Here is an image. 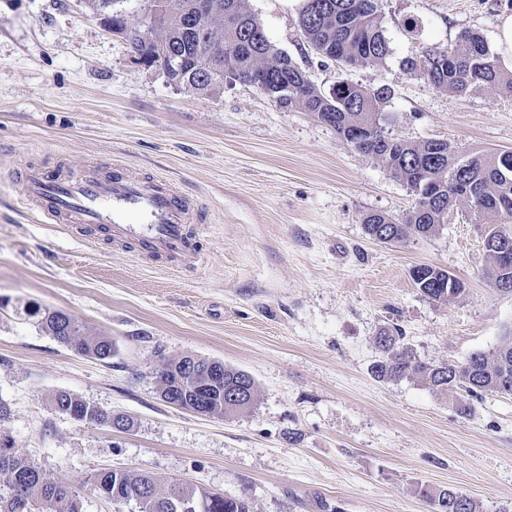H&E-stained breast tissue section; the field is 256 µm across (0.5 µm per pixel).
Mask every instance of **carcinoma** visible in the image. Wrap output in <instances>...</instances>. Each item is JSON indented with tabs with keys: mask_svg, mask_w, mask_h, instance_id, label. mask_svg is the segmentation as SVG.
<instances>
[{
	"mask_svg": "<svg viewBox=\"0 0 512 512\" xmlns=\"http://www.w3.org/2000/svg\"><path fill=\"white\" fill-rule=\"evenodd\" d=\"M185 10L200 3L216 4L224 12L223 70L260 80L266 95L279 107L310 112L330 126L346 142L367 155L375 152L389 172L401 179L415 196V204L401 218L396 241L410 235L427 237L446 223L448 212L463 201L475 224L484 225V235L512 237V151L478 155L448 145V155L434 149V141H409L386 130L382 112L386 100L383 89L367 90L348 79L329 90L319 88L309 75L285 52L267 39L260 21L246 7V0H178ZM298 23L305 42L317 55L346 69L384 60L389 53L382 29L379 0H303ZM171 45L185 50L181 82L193 87L201 83V73L193 62L196 45L184 40L180 26L171 24L165 32ZM410 72L432 86L464 93L480 84L497 83L512 93V78L502 75L497 59L482 36L465 31L453 44L425 52L424 60L408 62ZM288 87V98H279V87ZM391 216L368 213L363 218L366 234L374 239ZM485 276L491 285L501 279L512 281V260L485 251ZM414 284L428 298L443 300L465 291L463 283L448 271L430 265L417 267ZM39 317L42 328L61 344L103 363L112 359V339L95 336L75 318L59 310L29 311ZM403 333L394 327L376 337L378 359L374 376L380 381L404 378L417 380L445 393L457 388L471 395L501 393L503 381L512 386V342L489 352H475L465 363L428 364L402 343ZM207 364L209 360L182 355L156 370L161 397L182 406L195 407L209 417H224L229 407L242 412L252 407L256 385L247 372L219 364L216 384L205 392L196 390L184 375L187 362ZM54 410L73 414L92 426H115L129 430L132 421L122 413L88 403L79 396L60 391ZM134 507V512H250L248 502L204 488L179 483L160 491L148 472L100 471L92 476L85 493ZM419 494L433 512H478L470 497L452 489L419 488ZM0 512H82V496L61 478L46 477L42 468L13 451L7 436L0 434Z\"/></svg>",
	"mask_w": 512,
	"mask_h": 512,
	"instance_id": "obj_1",
	"label": "carcinoma"
}]
</instances>
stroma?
<instances>
[{
	"label": "stroma",
	"mask_w": 512,
	"mask_h": 512,
	"mask_svg": "<svg viewBox=\"0 0 512 512\" xmlns=\"http://www.w3.org/2000/svg\"><path fill=\"white\" fill-rule=\"evenodd\" d=\"M247 5L318 87L387 88L395 137L512 150V93L441 90L406 66L466 30L493 43L512 0H381L390 52L350 70L306 45L301 0ZM57 154L77 170L122 163L166 178L207 216L199 261L170 270L25 209L18 169ZM413 203L381 162L257 86L204 95L140 64L85 0H0V433L82 492L83 512H130L85 494L105 469L150 472L162 491L180 482L242 497L250 512H431L423 485L512 512V396L443 395L372 373L375 338L393 326L436 364L512 334V295L484 278L483 229L467 205L428 237L366 234L365 214L399 218ZM419 265L464 292L429 299L411 278ZM36 306L111 338V362L58 343L28 315ZM182 354L248 372L251 411L216 418L165 402L155 368ZM61 390L128 415L132 430L56 413Z\"/></svg>",
	"instance_id": "1"
}]
</instances>
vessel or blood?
Wrapping results in <instances>:
<instances>
[{"label":"vessel or blood","instance_id":"1","mask_svg":"<svg viewBox=\"0 0 512 512\" xmlns=\"http://www.w3.org/2000/svg\"><path fill=\"white\" fill-rule=\"evenodd\" d=\"M23 204L50 224H64L143 261L180 269L199 253L189 199L155 175L124 165L78 173L69 165L27 166Z\"/></svg>","mask_w":512,"mask_h":512}]
</instances>
